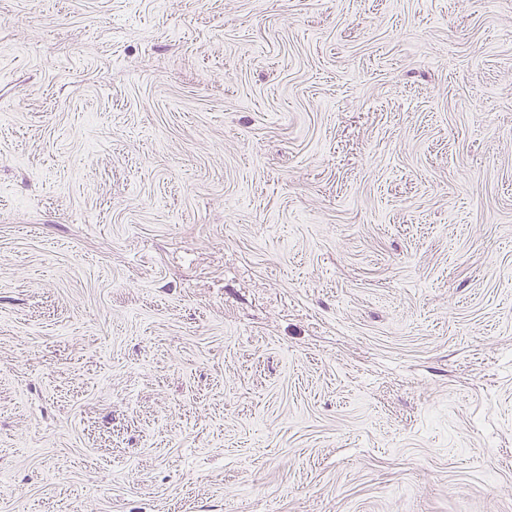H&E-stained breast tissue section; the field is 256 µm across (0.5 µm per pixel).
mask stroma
Masks as SVG:
<instances>
[{
	"mask_svg": "<svg viewBox=\"0 0 512 512\" xmlns=\"http://www.w3.org/2000/svg\"><path fill=\"white\" fill-rule=\"evenodd\" d=\"M0 512H512V0H0Z\"/></svg>",
	"mask_w": 512,
	"mask_h": 512,
	"instance_id": "35a3bbf8",
	"label": "stroma"
}]
</instances>
